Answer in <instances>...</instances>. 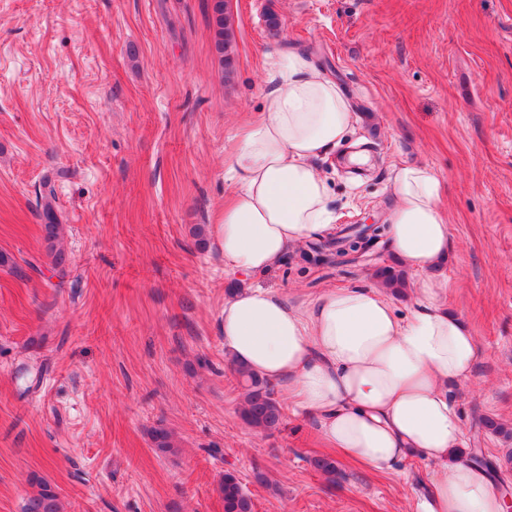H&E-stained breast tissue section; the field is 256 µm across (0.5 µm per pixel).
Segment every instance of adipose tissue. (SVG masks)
<instances>
[{
    "label": "adipose tissue",
    "mask_w": 512,
    "mask_h": 512,
    "mask_svg": "<svg viewBox=\"0 0 512 512\" xmlns=\"http://www.w3.org/2000/svg\"><path fill=\"white\" fill-rule=\"evenodd\" d=\"M355 122L307 55L285 50L272 60L264 111L224 161L233 185L218 226L225 272H268L289 248L334 233L330 187L314 161ZM390 194L387 236L412 275L407 313L375 287L329 288L295 306L254 286L224 300V349L315 413L329 447L377 468L416 455L432 462L422 512H506L491 473L471 460L448 396L449 382H469L478 349L467 324L437 303L446 282L433 268L453 247L440 179L406 164Z\"/></svg>",
    "instance_id": "1"
}]
</instances>
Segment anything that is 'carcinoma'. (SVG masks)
I'll use <instances>...</instances> for the list:
<instances>
[{"instance_id":"carcinoma-1","label":"carcinoma","mask_w":512,"mask_h":512,"mask_svg":"<svg viewBox=\"0 0 512 512\" xmlns=\"http://www.w3.org/2000/svg\"><path fill=\"white\" fill-rule=\"evenodd\" d=\"M213 12L215 15V47L221 55L225 67H230L232 60L229 50L232 43V25L224 16V0H214ZM45 218L48 224L44 225L45 241L48 243L49 256L52 268H64L66 255L57 248L62 225L58 224V217L51 202L44 205ZM376 275L382 282L391 288L405 286L403 273L384 267L377 270ZM233 372L241 380L245 389L244 401L240 411L242 420L251 428L266 433L279 430L283 424V412L279 401L275 397L274 387L270 381L260 376L252 369L237 365ZM152 441L154 447L160 452H170L174 448L172 432L159 428L153 431ZM224 500V512H253L254 504L251 497L243 490L237 476L227 471L221 486ZM24 512H62V504L56 488L45 480H37V490L26 501Z\"/></svg>"}]
</instances>
